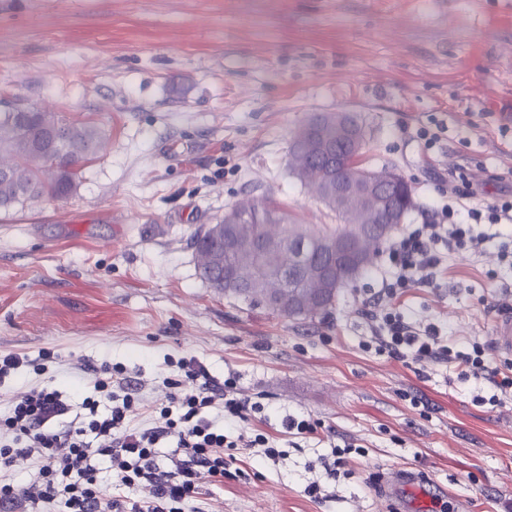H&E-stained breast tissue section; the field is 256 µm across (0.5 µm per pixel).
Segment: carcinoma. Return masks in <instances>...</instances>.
<instances>
[{"label": "carcinoma", "mask_w": 512, "mask_h": 512, "mask_svg": "<svg viewBox=\"0 0 512 512\" xmlns=\"http://www.w3.org/2000/svg\"><path fill=\"white\" fill-rule=\"evenodd\" d=\"M12 106L5 102L0 109V210L68 196L83 166L100 151L104 132L36 104H28V112H11ZM304 136L309 146L291 143L288 167L316 195L323 185L363 171L352 163L346 146L336 143L331 123L309 126ZM317 138L332 143L331 152H317ZM387 198L404 216L415 208L410 192L393 188ZM325 205L336 214V223L294 224L266 203L255 202L250 206L252 221L242 225L237 237H230L222 223L209 225L194 236L200 276L215 291L280 316L311 321L325 317L336 305V288L315 275L313 263L328 266L344 288L370 270L376 255L346 211L330 201ZM255 236L271 246L270 256L257 268L261 286L251 288L248 256ZM341 238L356 248L354 257L336 255Z\"/></svg>", "instance_id": "obj_1"}]
</instances>
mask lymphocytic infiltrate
Here are the masks:
<instances>
[{
	"instance_id": "obj_1",
	"label": "lymphocytic infiltrate",
	"mask_w": 512,
	"mask_h": 512,
	"mask_svg": "<svg viewBox=\"0 0 512 512\" xmlns=\"http://www.w3.org/2000/svg\"><path fill=\"white\" fill-rule=\"evenodd\" d=\"M479 249L482 238L462 224H421L399 233L387 248L392 278L381 290L393 293L432 278L438 262L434 247ZM376 346L398 358L454 362L475 378L490 376L500 393L512 391V376H499L484 346L462 353L442 343L435 327L412 326L399 313L382 317ZM180 377L167 381L164 426L131 425L136 400L112 388L107 364L79 363L91 377L94 394L73 408L59 387L40 384L0 413V512H40L63 503L66 512H184L199 480L224 484V449L229 441L209 416L222 406L225 418L245 419L259 403L237 397L232 381L217 383L195 359L178 363ZM169 443L166 459L156 447ZM36 458L37 484L23 486L8 477L18 459Z\"/></svg>"
}]
</instances>
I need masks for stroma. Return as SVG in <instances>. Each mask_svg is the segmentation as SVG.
Segmentation results:
<instances>
[{"mask_svg":"<svg viewBox=\"0 0 512 512\" xmlns=\"http://www.w3.org/2000/svg\"><path fill=\"white\" fill-rule=\"evenodd\" d=\"M1 99L91 122L107 145L68 197L0 211V354L45 360L0 382V411L49 380L81 404L83 359L153 400L192 357L263 406L229 439L262 434L281 456L225 449L223 488L200 482L186 512H512V395L492 404L457 364L368 346L377 309L459 351L491 345L512 223L472 224L478 253L438 244L432 282L392 295L375 257L313 321L216 294L192 241L257 200L335 223L288 168L316 112L358 115L363 165L412 187L407 223L512 200V0H0ZM290 415L315 432L288 433Z\"/></svg>","mask_w":512,"mask_h":512,"instance_id":"1","label":"stroma"}]
</instances>
